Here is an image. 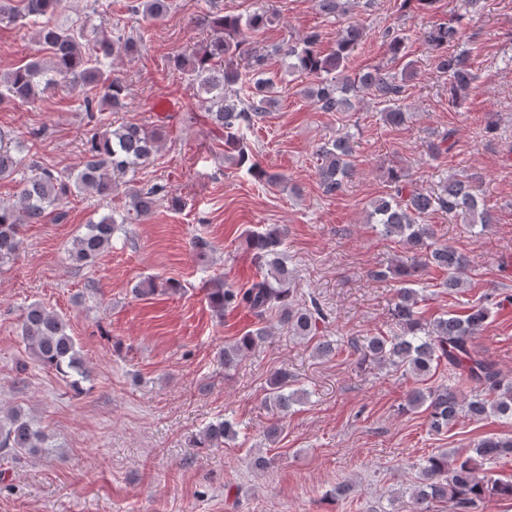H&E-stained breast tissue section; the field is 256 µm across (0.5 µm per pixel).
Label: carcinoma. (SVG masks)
<instances>
[{
	"label": "carcinoma",
	"mask_w": 512,
	"mask_h": 512,
	"mask_svg": "<svg viewBox=\"0 0 512 512\" xmlns=\"http://www.w3.org/2000/svg\"><path fill=\"white\" fill-rule=\"evenodd\" d=\"M348 2L315 0L322 14L333 17L345 16ZM482 2L456 0L454 18L435 23L422 33L423 41L433 51L434 69L448 76L450 100L456 107L463 104L478 75L472 68L469 51L450 52L448 45L465 39L462 20L478 13ZM61 5L62 0H19L17 6L12 5V0H0V21L20 20L35 25L36 42L42 52L41 56L0 73V104L32 102L37 92L67 83L82 93L86 117L96 122V128L85 141L84 167L75 174L54 171L34 160L28 162L0 144V179L21 175L18 202L0 203V265L17 256L22 225L38 224L54 211L57 217H64L59 207L76 193H111L116 178L136 173L150 160L163 137L159 126L131 123L114 128L103 115L107 109H118L126 98V85L109 69V60L121 52H134L135 41L105 22L91 25L85 20L58 25L52 18ZM171 6V0H130L128 10L157 20ZM206 18L215 37L198 50L174 56L172 64L187 76L213 130L224 136V157L246 168L256 180L270 185L284 182L283 176L252 161L244 141V131L262 121L278 101V85L266 76V62L272 55L280 57L289 73L317 78L316 85L306 90V96L321 112H345L352 108V99L363 93L382 105L388 125L400 127L408 122V113L398 107V102L408 83L416 79L417 70L413 62L406 60L410 36L405 30L388 27L382 33L391 62H402L400 70L375 66L352 72L351 53L366 37L364 27L356 22L349 21L339 30L336 47L329 53L319 49L321 34L315 30L269 52L254 46L252 38L273 23V16L257 13L242 18L212 11ZM242 67L253 76L251 94L245 100L231 94L241 78ZM353 153L348 137L317 147V176L324 194L335 196L342 191L345 179L353 173ZM388 180L391 193L372 201L367 222L377 225L383 237L398 240L413 256L409 263L388 268L401 283L392 307L398 332L370 337L364 356L420 383L428 381L436 367L444 363L456 377L475 385V394L469 398L448 385L416 387L408 395L407 408H425L429 427L437 434L450 430L462 416L481 419L493 415L511 422L512 381L504 378L493 360L472 347L473 339L490 316V308L478 301L463 315L448 312L429 322L423 321L418 311L422 295L417 284L422 270L434 266L448 273L445 286L451 296L462 291L464 280L460 273L466 265L461 253L434 240L425 218L439 208L467 224L493 223V215L478 193L480 177L464 180L450 176L434 196L414 189L396 169L390 170ZM165 199L176 204L164 183L131 186L129 208L124 214H107L92 221L75 238L68 249L71 263L78 268L92 263L109 247L122 225L145 218L158 201ZM284 239L285 231L278 226L247 231V249L264 268L260 280L240 289L226 288L224 281L218 280L208 289V300L219 316L230 309L244 308L261 322L275 313L293 335L312 337L323 314L315 304L297 309L292 306V275L285 261ZM268 335V327H256L225 346L221 353L224 370L236 367ZM21 336L35 362L69 380L74 390H83L87 372L62 315L40 303L29 304L22 315ZM293 383L288 371L275 372L268 382L267 407L285 413L300 401L305 391L293 387ZM236 438L233 423L223 419L206 426L195 446L219 448ZM45 442L44 431L21 411L12 410L0 418V449L16 456L38 451L48 456L52 449L45 447ZM509 455L512 456V436L498 434L479 439L464 456L451 457L446 450L432 452L414 465L415 482L409 488V499L422 507L420 512H430L435 502L448 504V512H478L489 500H511L512 480H501L491 471L492 464Z\"/></svg>",
	"instance_id": "cac0c4a2"
}]
</instances>
